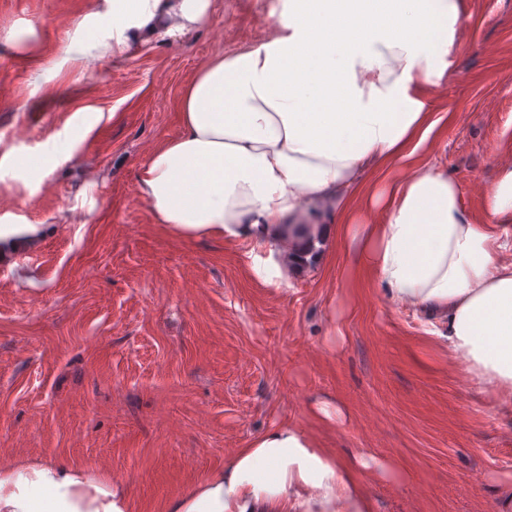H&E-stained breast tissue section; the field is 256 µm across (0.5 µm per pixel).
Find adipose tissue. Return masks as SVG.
<instances>
[{
	"instance_id": "obj_1",
	"label": "adipose tissue",
	"mask_w": 512,
	"mask_h": 512,
	"mask_svg": "<svg viewBox=\"0 0 512 512\" xmlns=\"http://www.w3.org/2000/svg\"><path fill=\"white\" fill-rule=\"evenodd\" d=\"M214 0H95L84 22L111 31L66 58L93 75L105 59L195 38ZM465 0H292L267 38L209 60L179 92L180 132L138 173L154 223L187 239L258 243L251 269L279 286L337 236L354 280L438 315L437 358L462 361L512 415V168L462 204L442 168L415 161L437 122L414 87L437 86L458 53ZM398 160V185L366 184ZM364 452L337 454L282 422L229 454L165 512H377ZM0 512H131L124 484L43 460L0 468Z\"/></svg>"
}]
</instances>
